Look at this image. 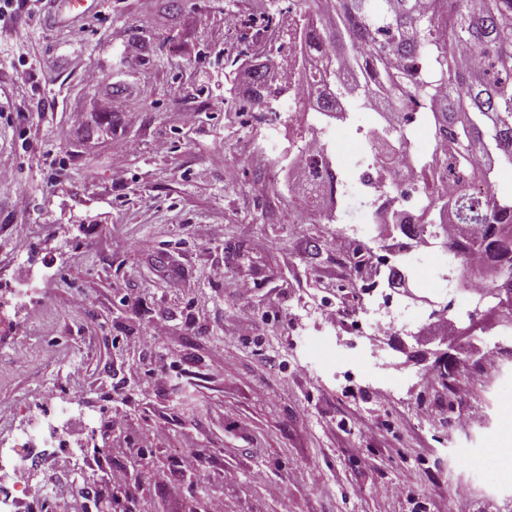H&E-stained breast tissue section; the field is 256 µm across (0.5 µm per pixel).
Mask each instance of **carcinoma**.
<instances>
[{
	"label": "carcinoma",
	"mask_w": 512,
	"mask_h": 512,
	"mask_svg": "<svg viewBox=\"0 0 512 512\" xmlns=\"http://www.w3.org/2000/svg\"><path fill=\"white\" fill-rule=\"evenodd\" d=\"M293 46L319 55L304 79L320 90L312 110L334 112L344 96L383 118L382 137L404 143L412 123L431 126L435 147L417 158L426 212L438 211L471 233L450 245L462 272L500 273L487 288L512 290V192L491 188L499 159H512V0H305ZM235 79L242 99L262 105L296 84L252 64ZM443 169L457 196L431 188ZM488 188L482 196L474 185Z\"/></svg>",
	"instance_id": "cac0c4a2"
}]
</instances>
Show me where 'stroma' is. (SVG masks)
<instances>
[{
    "mask_svg": "<svg viewBox=\"0 0 512 512\" xmlns=\"http://www.w3.org/2000/svg\"><path fill=\"white\" fill-rule=\"evenodd\" d=\"M29 6L0 20V279L29 285L32 250L52 270L33 306L0 307V406L74 403L71 446L91 431L103 461L58 476L101 489L98 512H169L174 498L180 512L215 499L224 512H512V456L496 450L512 438V314L440 247L403 254L400 232L371 224L360 176L377 113L324 125L288 97L228 111L229 73L273 42L253 24L263 0H104L76 22ZM273 130L274 151H242ZM316 134L346 194L309 209L288 185V145ZM344 230L432 270L408 276L403 331L374 336L383 372L353 392L330 356L377 299L336 260ZM164 320L169 336H152ZM452 359L467 367L445 388ZM454 448L488 449L484 472ZM188 452L199 467L183 474Z\"/></svg>",
    "mask_w": 512,
    "mask_h": 512,
    "instance_id": "35a3bbf8",
    "label": "stroma"
}]
</instances>
